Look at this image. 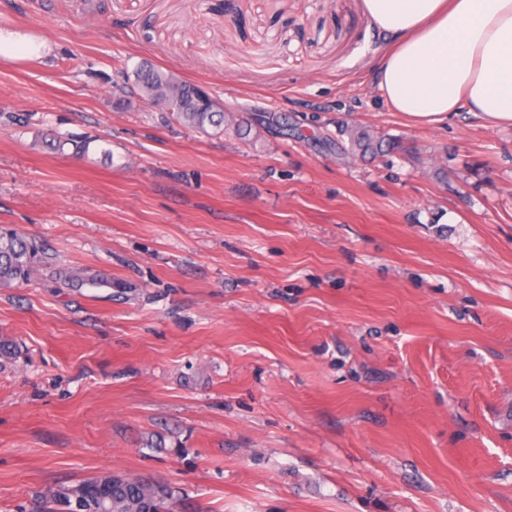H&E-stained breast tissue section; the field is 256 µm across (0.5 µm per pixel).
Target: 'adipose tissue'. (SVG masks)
<instances>
[{"label":"adipose tissue","mask_w":512,"mask_h":512,"mask_svg":"<svg viewBox=\"0 0 512 512\" xmlns=\"http://www.w3.org/2000/svg\"><path fill=\"white\" fill-rule=\"evenodd\" d=\"M388 42L378 87L390 111L435 126L465 111L512 126V0H363Z\"/></svg>","instance_id":"adipose-tissue-1"}]
</instances>
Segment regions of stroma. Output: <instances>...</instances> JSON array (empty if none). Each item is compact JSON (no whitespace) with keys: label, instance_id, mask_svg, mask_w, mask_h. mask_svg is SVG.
Instances as JSON below:
<instances>
[{"label":"stroma","instance_id":"stroma-1","mask_svg":"<svg viewBox=\"0 0 512 512\" xmlns=\"http://www.w3.org/2000/svg\"><path fill=\"white\" fill-rule=\"evenodd\" d=\"M215 2L0 0L40 46L0 58V227L41 256L0 288V512L108 473L176 512H512V127L390 111L362 0ZM135 86L140 96L152 104L162 105L174 112L184 125L214 134L224 131V104L204 85H197V101L206 112H198L192 106L191 92L196 83L178 79L173 74L153 67H140L134 71Z\"/></svg>","mask_w":512,"mask_h":512}]
</instances>
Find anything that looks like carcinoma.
Returning a JSON list of instances; mask_svg holds the SVG:
<instances>
[{
    "label": "carcinoma",
    "instance_id": "cac0c4a2",
    "mask_svg": "<svg viewBox=\"0 0 512 512\" xmlns=\"http://www.w3.org/2000/svg\"><path fill=\"white\" fill-rule=\"evenodd\" d=\"M135 86L146 101L162 105L184 125L205 132L224 131L225 113L198 112L192 106L194 83L153 67L134 71ZM361 152L378 148V140L364 130L350 133ZM38 257L37 246L14 232H0V287L28 278ZM44 512H174L176 490L171 486L115 474L48 489L42 495Z\"/></svg>",
    "mask_w": 512,
    "mask_h": 512
}]
</instances>
